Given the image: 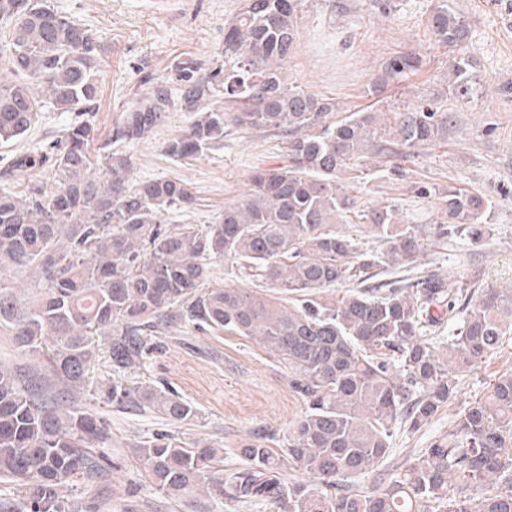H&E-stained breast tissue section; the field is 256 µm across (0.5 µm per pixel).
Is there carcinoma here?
I'll list each match as a JSON object with an SVG mask.
<instances>
[{
	"label": "carcinoma",
	"mask_w": 512,
	"mask_h": 512,
	"mask_svg": "<svg viewBox=\"0 0 512 512\" xmlns=\"http://www.w3.org/2000/svg\"><path fill=\"white\" fill-rule=\"evenodd\" d=\"M301 6L243 0L224 27V65L174 64L112 131L113 140L134 142L170 112H191L187 130L166 145L173 157L223 140L229 125L288 133L287 164L255 172L248 197L199 232L163 223L170 209L193 205L188 184L134 183L131 159L120 152L105 155V176H96L88 151L101 72L95 33L47 0H0V44L11 48L0 53V143L23 137L45 103L85 116L51 154L16 153L4 170L10 176L50 163L59 182L50 194L39 185L22 195L0 191V270L23 269L39 288L36 299L23 302L0 285V327H9L14 345L31 356L54 347L26 375L0 363V478L22 489L5 512H79L78 503L60 498V486L109 472L98 451L107 425L75 404L88 368L102 353L112 371L133 369L160 347L157 337L187 326L256 339L282 356L303 408L280 448L254 437L240 446L243 466L225 473L224 452L200 439L158 434L144 441L138 455L168 497L205 488L227 502L270 503L278 512H512V373L463 404L448 433L399 471L365 488L351 485L389 456L398 426L421 430L457 397L460 377L512 335V288L464 280L450 292L436 274L367 284L385 264L414 267L428 243L387 205L365 215L379 249H359L338 228L357 205L341 174L368 154L395 158L446 139L452 116L421 103L336 120L335 99L286 86ZM429 27L450 48L468 34L448 0L436 6ZM420 66L413 52L395 56L382 80ZM471 67L459 54L449 92L471 93ZM216 98L235 110L213 106ZM414 193L438 197L436 241L479 243L492 234L484 196L427 184ZM221 258L269 289L205 287ZM345 281L359 287L340 297L327 293ZM449 323L448 336H427ZM104 330L99 349L92 336ZM444 343L448 354L441 357ZM98 395L181 424L196 414L194 405L154 386L109 381ZM285 465L318 482L283 480Z\"/></svg>",
	"instance_id": "obj_1"
}]
</instances>
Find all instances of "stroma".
<instances>
[{
    "instance_id": "stroma-1",
    "label": "stroma",
    "mask_w": 512,
    "mask_h": 512,
    "mask_svg": "<svg viewBox=\"0 0 512 512\" xmlns=\"http://www.w3.org/2000/svg\"><path fill=\"white\" fill-rule=\"evenodd\" d=\"M55 11L95 33L101 45L102 81L95 109L92 156L110 151V135L125 110L146 93L149 81L164 76L174 62L193 59L206 66L224 61V27L242 0H48ZM468 22L463 46L474 64L473 93L457 98L448 91L451 50L438 44L428 28L436 0H303L298 14L299 40L285 66L287 84L320 97L335 98L341 112L381 111L436 102L451 112L448 138L413 151L399 163L401 173L383 172L374 161L353 168L357 207L370 210L394 204L404 223L432 231L439 203L416 197L419 183L461 186L487 198L493 233L479 244L454 239L429 247L415 264L419 274L460 280H497L512 284V101L499 92L512 82V0H449ZM413 52L419 71L391 82L382 92L368 87L396 54ZM74 113L45 107L22 138L0 144V172L24 149L60 140ZM190 113L176 111L145 139L123 146L132 178H169L192 187L196 200L185 212H170L171 224L206 227L218 223L225 207L242 201L254 171L287 163L285 142L261 130H230L224 141L190 157L173 158L165 145L190 125ZM139 368L113 374L95 361L91 386L111 378L130 385L146 383L173 390L197 409L186 425L151 410L119 409L80 394L78 404L95 409L109 429L104 449L111 457L104 480L65 485L60 495L91 512H273V505H225L223 498L191 495L174 500L154 489L148 469L134 449L160 433L203 439L224 451L225 468L242 464L241 443L257 434L280 447L302 403L288 383L281 356L255 341L227 333L186 329L161 339ZM512 371V336L458 383L457 403L474 400L502 373ZM454 413L444 407L421 431L398 429L392 451L382 464L392 473L421 454L447 431Z\"/></svg>"
}]
</instances>
